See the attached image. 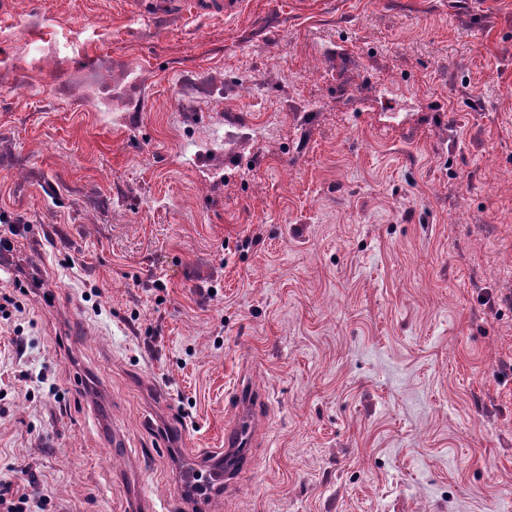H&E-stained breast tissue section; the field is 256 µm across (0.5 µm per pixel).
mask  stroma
Listing matches in <instances>:
<instances>
[{"instance_id":"35a3bbf8","label":"stroma","mask_w":512,"mask_h":512,"mask_svg":"<svg viewBox=\"0 0 512 512\" xmlns=\"http://www.w3.org/2000/svg\"><path fill=\"white\" fill-rule=\"evenodd\" d=\"M1 31L0 210L45 293L0 319V482L31 512H182L242 379L221 512L512 507V0H10ZM113 52L129 111L61 95ZM236 399L237 415L235 420L224 427V453H203L194 460L197 469L209 471L216 481L212 490L196 496L191 502V510L215 511V491L224 485L228 487L238 475L245 470L251 460L246 448L253 443L254 436L259 430L260 409L265 402L264 395L256 390L248 381L241 380L232 392Z\"/></svg>"}]
</instances>
